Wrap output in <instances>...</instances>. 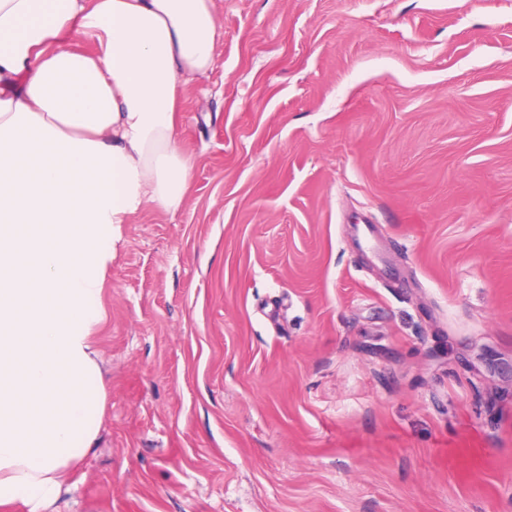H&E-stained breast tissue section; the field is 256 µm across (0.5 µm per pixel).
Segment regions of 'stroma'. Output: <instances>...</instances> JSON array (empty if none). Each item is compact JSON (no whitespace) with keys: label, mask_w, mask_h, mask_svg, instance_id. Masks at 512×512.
Here are the masks:
<instances>
[{"label":"stroma","mask_w":512,"mask_h":512,"mask_svg":"<svg viewBox=\"0 0 512 512\" xmlns=\"http://www.w3.org/2000/svg\"><path fill=\"white\" fill-rule=\"evenodd\" d=\"M216 8L45 512H512V0Z\"/></svg>","instance_id":"obj_1"}]
</instances>
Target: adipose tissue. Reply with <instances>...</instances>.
I'll return each mask as SVG.
<instances>
[{"instance_id":"ef3b65f1","label":"adipose tissue","mask_w":512,"mask_h":512,"mask_svg":"<svg viewBox=\"0 0 512 512\" xmlns=\"http://www.w3.org/2000/svg\"><path fill=\"white\" fill-rule=\"evenodd\" d=\"M221 39L215 0H0V512H42L95 444L106 272L185 200L179 88Z\"/></svg>"}]
</instances>
